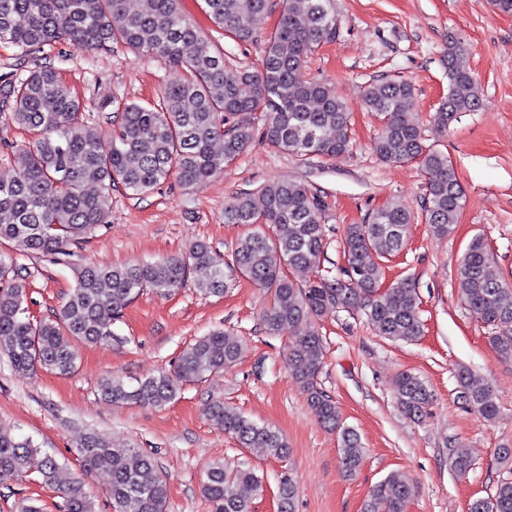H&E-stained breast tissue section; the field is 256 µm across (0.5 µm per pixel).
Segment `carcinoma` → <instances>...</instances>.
Here are the masks:
<instances>
[{"label":"carcinoma","instance_id":"cac0c4a2","mask_svg":"<svg viewBox=\"0 0 512 512\" xmlns=\"http://www.w3.org/2000/svg\"><path fill=\"white\" fill-rule=\"evenodd\" d=\"M214 27L238 43L254 39L253 21L272 10L271 0H205ZM280 18L265 41L259 68L251 72L225 59L224 51L183 15L180 0H144L131 11L126 0H0V43L20 54L54 51L67 42L76 49H110L122 45L160 58L179 71L158 100L122 105L111 121V146L101 147L102 131L83 115V101L51 65L39 66L20 80L0 82V114L27 132L17 144L0 139L14 168L0 181V356L16 368L44 369L68 376L77 369L74 342L97 344L113 339L112 322L147 289L161 294L186 285L193 270L204 295L222 296L245 277L265 290L268 303L261 321L270 336L289 334L288 373L300 384L318 420L339 432L341 469L352 475L363 462L358 433L344 426L335 402L318 386L323 338L316 320L328 310L362 311L382 336L411 342L421 336L418 295L413 282L401 278L383 287L384 262L405 243L411 213L384 206L363 224H349L342 246L345 265L336 275H318L302 285L285 268L320 269L326 246L325 205L305 184L276 181L257 192H242L224 208V223L251 231L224 253L199 241L187 252L115 267L75 264V286L49 320L26 315L25 268L15 255L49 257L71 263L70 246L107 223L112 190L121 187L140 196L171 177L186 189L201 188L224 173V167L253 142L264 140L298 157L336 158L349 153L352 112L331 85L303 77L308 55L339 35L336 0H279ZM463 42L448 44V94L434 122L446 130L462 112L479 103L475 78ZM363 100L381 121L373 151L387 164L417 162L427 177L424 211L432 235L454 230L464 192L448 157L427 146L420 129L409 122L414 90L405 80L382 79L367 85ZM223 141V149L213 147ZM492 257L482 239H474L458 268V288L469 309L498 328L489 343L512 360V283L493 275ZM238 336L213 330L187 345L171 373L127 385L118 377L99 384L103 399L163 408L185 384L197 383L241 358ZM458 399L464 407L492 421L499 413L493 387L469 369L456 373ZM402 411L413 420L426 417L434 394L418 375L405 372L394 383ZM211 420L235 436L243 448L281 459L287 442L278 431L215 403ZM86 472L110 475L113 512H164L165 476L153 458L137 448H115L98 433L77 448ZM56 458L32 439L0 429V484L35 473L41 483L55 482ZM259 488L261 478L249 467L228 471L213 466L202 483L214 512H253L249 497L236 485ZM67 512H94L82 479L63 491ZM296 483L287 471L277 486L279 512H294ZM412 480L392 471L370 491L362 512H405ZM468 512H512V479L500 481L494 494L473 500Z\"/></svg>","mask_w":512,"mask_h":512}]
</instances>
